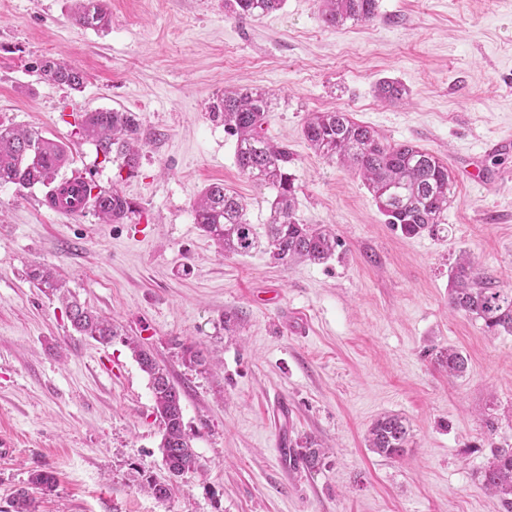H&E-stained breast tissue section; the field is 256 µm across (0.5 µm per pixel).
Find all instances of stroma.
I'll list each match as a JSON object with an SVG mask.
<instances>
[{"instance_id":"stroma-1","label":"stroma","mask_w":512,"mask_h":512,"mask_svg":"<svg viewBox=\"0 0 512 512\" xmlns=\"http://www.w3.org/2000/svg\"><path fill=\"white\" fill-rule=\"evenodd\" d=\"M107 4L102 33L74 22L75 0H0V123L69 143L60 178L90 174L135 206L104 224L90 208L50 209L44 187L0 186V434L14 443L0 455V512L40 469L58 484L39 512H501L477 473L491 448L512 447V335L485 333L448 293L463 252L512 288V188L500 183L512 153L488 149L512 135V0H379L374 20L337 29L320 0L256 20L227 15L224 0ZM46 57L83 71V89L42 80L33 68ZM384 79L402 100L377 97ZM240 88L271 95L265 132L288 148L296 216L339 241L326 262L228 256L195 222L212 183L247 201L250 223L269 221L274 191L239 172L210 116ZM112 108L144 132L123 180L75 135L83 113ZM336 109L447 164L444 235L393 230L361 178L311 149L304 121ZM38 263L62 292L31 281ZM69 297L112 318L117 336L76 332ZM132 339L183 386L200 459L165 501L144 490L169 473ZM191 341L203 370L181 359ZM446 347L467 356L464 376L437 365ZM387 413L411 425L399 460L366 446ZM305 435L328 448L314 472L275 452Z\"/></svg>"}]
</instances>
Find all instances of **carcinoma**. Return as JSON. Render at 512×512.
I'll return each mask as SVG.
<instances>
[{"instance_id":"1","label":"carcinoma","mask_w":512,"mask_h":512,"mask_svg":"<svg viewBox=\"0 0 512 512\" xmlns=\"http://www.w3.org/2000/svg\"><path fill=\"white\" fill-rule=\"evenodd\" d=\"M285 0H224V9L236 17L260 18L282 8ZM322 18L329 26L348 21L366 22L377 15L378 0H322ZM75 22L104 32L110 17L106 0H77ZM43 79L80 90L84 73L54 58L43 59L37 67ZM377 94L388 101L402 99L405 89L392 81L377 84ZM268 94L257 89L226 90L210 106L213 119L224 123V133L235 139V162L239 171L259 187L276 191L269 223L258 227L246 218L247 204L220 183L207 186L193 205L195 221L226 255L246 257L264 249L286 265L297 259L321 263L336 251V235L324 227L302 224L295 216L296 187L288 173V148L263 133L270 111ZM310 147L328 161H337L361 176L386 223L408 238L425 232H442L441 218L450 202L451 176L437 156L411 143L389 144L371 127L352 120L340 110L313 112L302 130ZM80 138L89 141L104 159L118 163L119 170L133 175L139 167L141 124L135 113L122 110H94L85 113L77 126ZM68 144L41 134L0 124V186L48 188L53 198L65 193L55 184L59 171L70 161ZM89 203L103 219L120 223L132 211V203L117 189L87 186ZM29 277L40 288L54 291L63 287L56 273L45 266L33 268ZM449 305L482 323L490 335H512V289L497 287L469 256L460 255L450 271ZM74 329L100 342L115 335L112 323L74 301L67 306ZM141 369L150 380L154 410L163 434L159 448L169 474L176 480L200 466L183 420L182 389L170 379L166 366L138 342H131ZM182 359L190 368L205 363L201 344H180ZM450 377H461L468 360L455 348L437 356ZM405 418L386 414L376 419L366 438L367 447L385 458L401 457L410 444ZM289 464L315 471L323 463L325 449L306 436L288 445ZM478 479L496 496L502 512H512V448H493ZM28 484L49 495L57 479L49 470H35ZM12 512H36L29 489H17L10 501Z\"/></svg>"}]
</instances>
